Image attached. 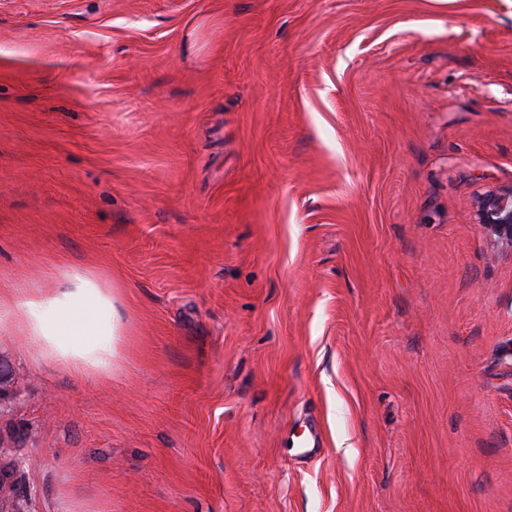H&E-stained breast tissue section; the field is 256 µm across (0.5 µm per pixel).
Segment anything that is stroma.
Segmentation results:
<instances>
[{
	"label": "stroma",
	"instance_id": "35a3bbf8",
	"mask_svg": "<svg viewBox=\"0 0 512 512\" xmlns=\"http://www.w3.org/2000/svg\"><path fill=\"white\" fill-rule=\"evenodd\" d=\"M512 0H0L14 512H512ZM477 224L498 243L512 248V185L489 190L479 197ZM15 306L0 305V326L15 330L40 348L44 361L103 374L112 371L118 324L112 293L87 275L74 272L61 288L26 293Z\"/></svg>",
	"mask_w": 512,
	"mask_h": 512
}]
</instances>
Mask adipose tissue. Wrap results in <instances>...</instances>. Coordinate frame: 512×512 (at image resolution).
Returning <instances> with one entry per match:
<instances>
[{
  "mask_svg": "<svg viewBox=\"0 0 512 512\" xmlns=\"http://www.w3.org/2000/svg\"><path fill=\"white\" fill-rule=\"evenodd\" d=\"M0 327L40 349L44 361L111 373L118 331L112 294L74 272L63 287L26 293L18 306L0 305Z\"/></svg>",
  "mask_w": 512,
  "mask_h": 512,
  "instance_id": "obj_1",
  "label": "adipose tissue"
}]
</instances>
